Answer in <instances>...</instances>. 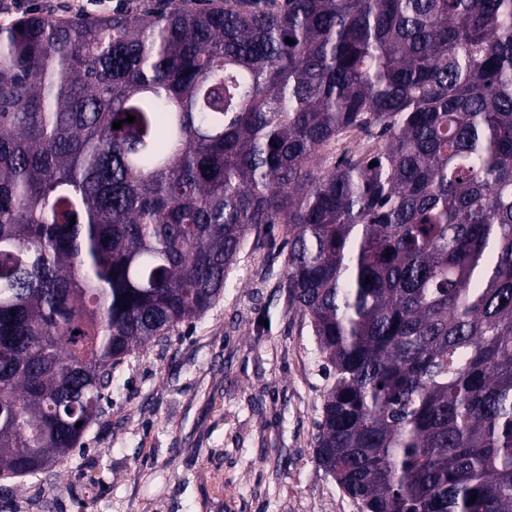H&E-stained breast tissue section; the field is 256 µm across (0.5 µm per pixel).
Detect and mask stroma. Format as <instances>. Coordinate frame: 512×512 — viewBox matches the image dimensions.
Listing matches in <instances>:
<instances>
[{"instance_id":"obj_1","label":"stroma","mask_w":512,"mask_h":512,"mask_svg":"<svg viewBox=\"0 0 512 512\" xmlns=\"http://www.w3.org/2000/svg\"><path fill=\"white\" fill-rule=\"evenodd\" d=\"M187 0H28L73 20ZM286 254L246 243L199 319L126 357L125 383L49 472L0 477V512H357L317 462L328 384L309 322L288 303Z\"/></svg>"}]
</instances>
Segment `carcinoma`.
Wrapping results in <instances>:
<instances>
[{
    "label": "carcinoma",
    "instance_id": "carcinoma-1",
    "mask_svg": "<svg viewBox=\"0 0 512 512\" xmlns=\"http://www.w3.org/2000/svg\"><path fill=\"white\" fill-rule=\"evenodd\" d=\"M277 224L358 512H512V0L1 27L0 475L64 461Z\"/></svg>",
    "mask_w": 512,
    "mask_h": 512
}]
</instances>
